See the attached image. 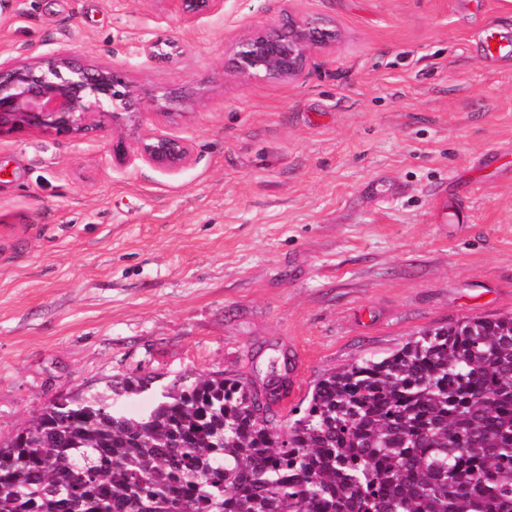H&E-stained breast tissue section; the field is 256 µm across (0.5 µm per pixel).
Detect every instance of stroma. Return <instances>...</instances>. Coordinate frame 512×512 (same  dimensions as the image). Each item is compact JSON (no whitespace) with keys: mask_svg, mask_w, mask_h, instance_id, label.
<instances>
[{"mask_svg":"<svg viewBox=\"0 0 512 512\" xmlns=\"http://www.w3.org/2000/svg\"><path fill=\"white\" fill-rule=\"evenodd\" d=\"M335 42L295 81L230 46L286 15ZM512 0H12L0 56L124 61L180 96L187 165L111 138L0 137V438L116 374H324L426 328L512 314ZM147 41L172 58L147 56Z\"/></svg>","mask_w":512,"mask_h":512,"instance_id":"obj_1","label":"stroma"}]
</instances>
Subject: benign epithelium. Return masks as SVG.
<instances>
[{"label": "benign epithelium", "mask_w": 512, "mask_h": 512, "mask_svg": "<svg viewBox=\"0 0 512 512\" xmlns=\"http://www.w3.org/2000/svg\"><path fill=\"white\" fill-rule=\"evenodd\" d=\"M336 39V30L287 15L257 29L231 48L228 66L244 79H300L311 52ZM182 102L164 87L134 83L124 62L85 64L67 50L35 60L0 58V137L38 131L78 138L96 128L110 134L112 156L128 157L126 132L154 114L160 124L139 137L137 157L151 167L175 172L191 156L189 140L170 132Z\"/></svg>", "instance_id": "benign-epithelium-1"}]
</instances>
